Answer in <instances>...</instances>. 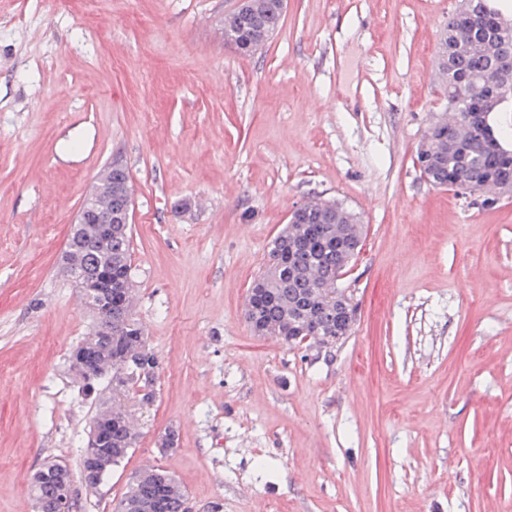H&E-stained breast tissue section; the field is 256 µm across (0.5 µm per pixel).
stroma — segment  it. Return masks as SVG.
<instances>
[{
    "label": "stroma",
    "instance_id": "35a3bbf8",
    "mask_svg": "<svg viewBox=\"0 0 512 512\" xmlns=\"http://www.w3.org/2000/svg\"><path fill=\"white\" fill-rule=\"evenodd\" d=\"M459 0H288L263 49L233 0H0V512L46 458L78 472L91 327L62 270L105 167L129 172L136 318L158 359L138 439L76 512L174 474L193 512H512V197L426 182L440 29ZM361 218L340 345L253 335L291 211Z\"/></svg>",
    "mask_w": 512,
    "mask_h": 512
}]
</instances>
